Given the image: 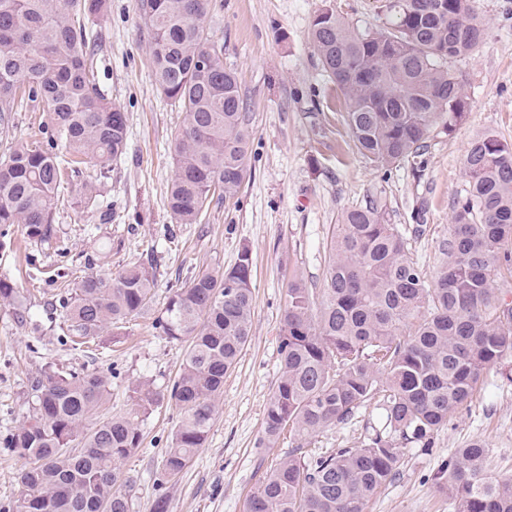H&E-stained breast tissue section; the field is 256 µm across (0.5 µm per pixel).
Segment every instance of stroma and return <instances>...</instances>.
<instances>
[{"label":"stroma","mask_w":512,"mask_h":512,"mask_svg":"<svg viewBox=\"0 0 512 512\" xmlns=\"http://www.w3.org/2000/svg\"><path fill=\"white\" fill-rule=\"evenodd\" d=\"M327 8L361 30L386 21L380 0H212L207 31L222 46L225 67L237 75L253 135L250 174L238 196H214L196 224L175 223L166 206L184 114L157 85L139 0H107L104 12L89 19L96 80L127 116L128 148L106 177L84 167L68 172L53 206L56 235L50 243H31L19 224L0 239V275L19 292L16 306L0 302V512L22 492L24 460L7 440L29 414L34 379L51 368L104 373L112 385L107 406L115 414L130 408L138 382L157 389L172 384L185 346L157 334V313L170 289L200 271L231 267L246 247L253 255L252 336L224 377L204 447L178 480L157 487L181 415L156 407L144 422L140 448L122 463L133 483L131 512H154L161 495L167 512H244L259 478L284 453L258 441L281 371L290 271L300 272L308 287H321L340 214L378 191L389 223L399 226L424 273L433 274L465 187L467 147L489 129L512 143V0H475L485 41L455 65L472 110L452 136L432 141L420 177L410 166L383 168L352 149L340 94L309 41L313 19ZM90 182L97 192L86 200L81 190ZM150 248L157 260L151 312L126 324L120 335L107 331L90 347L73 346L58 294L74 291L85 275L116 272ZM18 307L30 309L32 320L18 322ZM383 428L380 409L371 405L351 423L313 437L311 445L352 446ZM474 439L489 449L491 475L512 476L511 359L482 374L470 405L451 417L431 449L407 446L397 478L366 512H454L434 476L449 453Z\"/></svg>","instance_id":"1"}]
</instances>
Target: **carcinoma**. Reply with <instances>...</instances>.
I'll return each instance as SVG.
<instances>
[{
  "instance_id": "obj_1",
  "label": "carcinoma",
  "mask_w": 512,
  "mask_h": 512,
  "mask_svg": "<svg viewBox=\"0 0 512 512\" xmlns=\"http://www.w3.org/2000/svg\"><path fill=\"white\" fill-rule=\"evenodd\" d=\"M211 0H140L161 92L185 111L167 207L177 224L199 221L209 196L235 198L248 175L251 118L223 49L208 41ZM103 0H0V129L16 95L39 102L42 139L16 143L0 160V235L21 224L51 241L55 197L71 165L105 173L128 145L126 116L94 79L86 20ZM388 26L360 31L326 9L309 39L346 105L357 151L381 167L424 171L430 141L451 136L471 98L454 63L484 42L472 0H384ZM61 146L65 153L54 152ZM466 188L432 280L386 219L378 193L343 211L319 288L288 280L281 317V376L267 402L262 448L288 442L246 512H366L399 473L403 449L426 450L473 399L482 373L512 355V304L497 282L512 277V144L486 131L464 156ZM253 257L203 271L170 289L154 329L187 343L178 377L163 391L133 389L125 415L98 414L110 390L100 372L45 370L32 385L30 415L9 438L26 460L13 512H130L122 462L142 443L153 406L181 421L157 485L180 475L206 442L224 375L249 341ZM152 263L92 273L59 299L69 335L87 343L113 334L152 306ZM378 400L388 432L360 447L316 451L303 438L344 425ZM489 449L457 448L436 475L455 512H512V478L488 474Z\"/></svg>"
}]
</instances>
